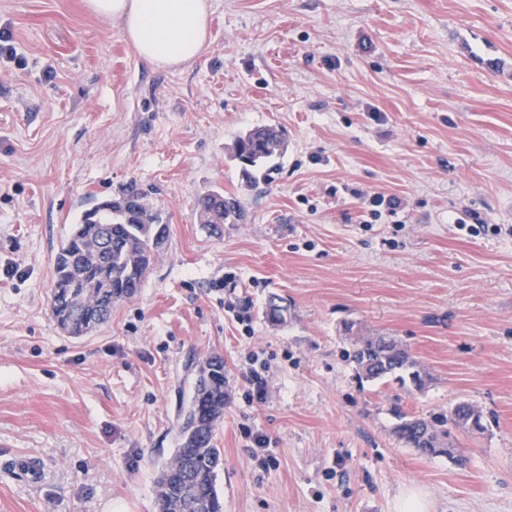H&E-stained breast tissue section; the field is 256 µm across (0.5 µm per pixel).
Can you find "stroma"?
Here are the masks:
<instances>
[{"mask_svg": "<svg viewBox=\"0 0 512 512\" xmlns=\"http://www.w3.org/2000/svg\"><path fill=\"white\" fill-rule=\"evenodd\" d=\"M211 3L200 57L165 70L86 0H0L24 59L0 61V512H157L216 354L223 512H398L409 490L429 512H512V0ZM265 125L288 149L250 183L234 143ZM133 181L168 239L108 323L67 335L55 254ZM212 187L243 211L220 236L196 212ZM375 192L404 210L370 221ZM369 335L402 342L429 388L360 379L348 353ZM397 399L420 417L468 402L486 430L421 455L393 433Z\"/></svg>", "mask_w": 512, "mask_h": 512, "instance_id": "35a3bbf8", "label": "stroma"}]
</instances>
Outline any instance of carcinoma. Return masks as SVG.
<instances>
[{"mask_svg":"<svg viewBox=\"0 0 512 512\" xmlns=\"http://www.w3.org/2000/svg\"><path fill=\"white\" fill-rule=\"evenodd\" d=\"M285 144L284 133L275 126L250 129L236 139L234 160L252 179L254 172L283 156ZM196 211L211 234L241 218L237 202L224 197L221 189L199 195ZM161 224V212L135 184L82 212L55 256L50 311L60 329L74 336L91 332L109 321L115 303L138 293L160 248ZM350 359L360 378L396 384L411 393L423 392L432 381L431 374L394 339L359 336ZM227 396L224 360L212 356L200 364L179 446L156 482L157 498L179 501V512H197L199 502L205 512H223L216 488L223 458L214 444V430L224 415ZM396 416V437L426 456H453L445 443L450 424L468 433L486 429L482 412L465 402L427 418L401 410Z\"/></svg>","mask_w":512,"mask_h":512,"instance_id":"1","label":"carcinoma"}]
</instances>
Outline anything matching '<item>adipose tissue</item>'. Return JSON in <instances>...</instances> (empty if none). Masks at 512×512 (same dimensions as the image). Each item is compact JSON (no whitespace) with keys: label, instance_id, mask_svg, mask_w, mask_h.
Wrapping results in <instances>:
<instances>
[{"label":"adipose tissue","instance_id":"obj_1","mask_svg":"<svg viewBox=\"0 0 512 512\" xmlns=\"http://www.w3.org/2000/svg\"><path fill=\"white\" fill-rule=\"evenodd\" d=\"M86 5L118 21L139 58L156 68L192 63L209 40L210 0H86Z\"/></svg>","mask_w":512,"mask_h":512}]
</instances>
